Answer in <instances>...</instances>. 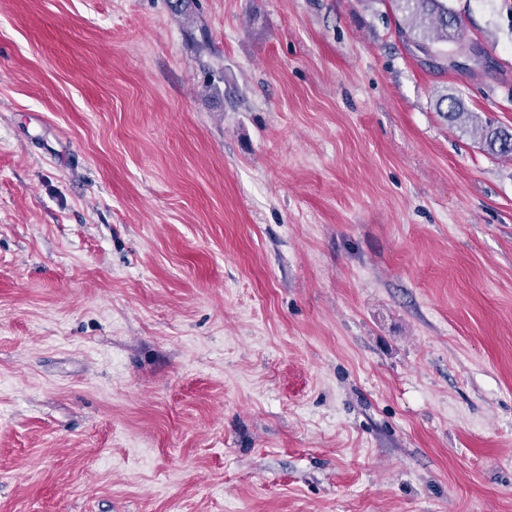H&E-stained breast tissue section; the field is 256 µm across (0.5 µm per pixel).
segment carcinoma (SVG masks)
Instances as JSON below:
<instances>
[{"instance_id":"1","label":"carcinoma","mask_w":512,"mask_h":512,"mask_svg":"<svg viewBox=\"0 0 512 512\" xmlns=\"http://www.w3.org/2000/svg\"><path fill=\"white\" fill-rule=\"evenodd\" d=\"M402 14L396 22L399 35L412 40L415 46L425 48L439 58L447 55L443 46L452 52L464 50L469 41L457 15L448 7V0H393ZM449 101L444 117L449 122L464 126L491 155L512 160V130L483 120L475 112L465 111L458 96L441 97Z\"/></svg>"}]
</instances>
